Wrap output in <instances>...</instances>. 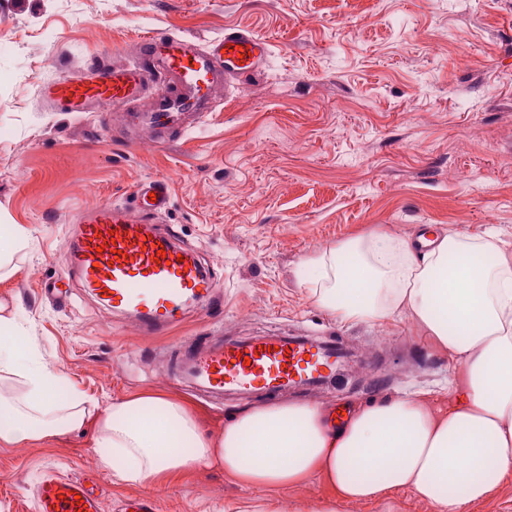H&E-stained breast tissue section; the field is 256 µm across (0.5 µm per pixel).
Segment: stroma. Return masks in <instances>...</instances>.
I'll use <instances>...</instances> for the list:
<instances>
[{
  "label": "stroma",
  "instance_id": "stroma-1",
  "mask_svg": "<svg viewBox=\"0 0 512 512\" xmlns=\"http://www.w3.org/2000/svg\"><path fill=\"white\" fill-rule=\"evenodd\" d=\"M265 39L268 66L216 85L210 112L169 142L124 114L150 109L157 76L111 125L97 113L48 111L43 86L101 63L130 64L150 33L198 43L226 27ZM168 181L172 227L214 276L221 302L164 336H141L71 280L69 311L44 296L66 262L81 208L133 204L135 186ZM0 224L30 230L0 278L17 345L101 406L160 393L189 400L213 434L242 409L189 399L169 378L177 347L221 331L341 336L365 356L347 381L292 401L332 409L386 397L443 398L456 364L409 310L382 324L342 323L305 283L306 259L380 229L471 235L494 228L512 244V0H0ZM94 425L0 443V512H34L43 470L82 475L104 512L150 493L159 512H222L225 502L310 512L319 481L247 488L209 466L167 483H129L103 465Z\"/></svg>",
  "mask_w": 512,
  "mask_h": 512
}]
</instances>
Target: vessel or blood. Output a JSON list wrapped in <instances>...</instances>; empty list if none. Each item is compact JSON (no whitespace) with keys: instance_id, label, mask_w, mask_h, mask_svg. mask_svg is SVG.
<instances>
[{"instance_id":"vessel-or-blood-1","label":"vessel or blood","mask_w":512,"mask_h":512,"mask_svg":"<svg viewBox=\"0 0 512 512\" xmlns=\"http://www.w3.org/2000/svg\"><path fill=\"white\" fill-rule=\"evenodd\" d=\"M143 63L97 64L42 89L47 107L65 104L87 112L92 105H125L144 89L147 67L172 76L173 90L161 94L140 120L158 134L187 120L200 123L217 82L262 70L270 57L266 40L244 30L225 31L206 45L171 34L141 40ZM138 205L104 202L78 210L67 242L66 275L78 278L104 307L144 336L166 335L192 311L214 306L219 296L205 265L173 230L155 224L171 202L169 183L149 180L133 192ZM350 351L341 337L315 339L272 332L246 339L198 338L182 351L174 374L202 398L224 395L275 397L289 389L326 391ZM35 512H103V499L88 478L45 471L34 485Z\"/></svg>"}]
</instances>
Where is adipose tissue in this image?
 Returning <instances> with one entry per match:
<instances>
[{
  "mask_svg": "<svg viewBox=\"0 0 512 512\" xmlns=\"http://www.w3.org/2000/svg\"><path fill=\"white\" fill-rule=\"evenodd\" d=\"M307 280L343 323H380L405 307L462 367L448 404L385 398L334 421L320 407L280 403L239 410L218 437L205 434L182 401L152 393L106 408L56 392L59 372L13 342L16 321L0 316V373L20 393L0 390V442L24 444L94 421L105 465L125 482H166L218 466L253 488L320 479L334 494L320 512L385 500L398 489L461 512L512 474V246L494 229L450 231L417 242L379 230L311 256Z\"/></svg>",
  "mask_w": 512,
  "mask_h": 512,
  "instance_id": "1",
  "label": "adipose tissue"
}]
</instances>
